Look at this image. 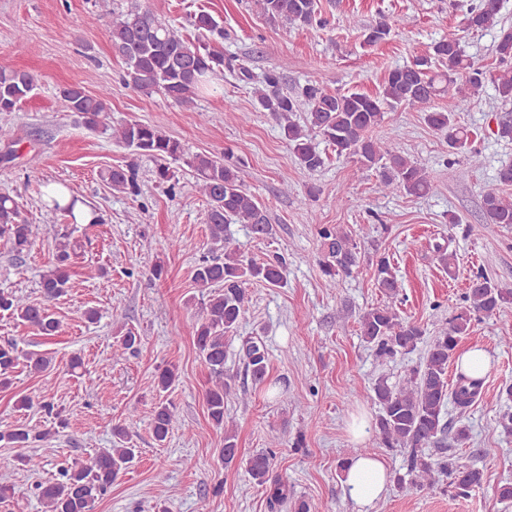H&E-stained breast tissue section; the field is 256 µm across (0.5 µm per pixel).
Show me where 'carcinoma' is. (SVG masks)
<instances>
[{"label":"carcinoma","mask_w":512,"mask_h":512,"mask_svg":"<svg viewBox=\"0 0 512 512\" xmlns=\"http://www.w3.org/2000/svg\"><path fill=\"white\" fill-rule=\"evenodd\" d=\"M262 16L272 25H325L318 17L317 0H257ZM500 0H476L470 7L467 25L475 31L495 24ZM197 36L187 38L162 23L139 0H131L125 10L112 12L105 21L112 48L124 60L123 81L149 96L161 91L167 98L183 103L201 92L204 87L224 80V69H233L232 61H224V52L211 46V41L224 39V25L207 12L192 18ZM498 69L491 71L478 67L464 54L454 39L435 43L432 53L390 70L381 89L374 95L360 92L330 93L319 84L307 81L293 92L281 89V73L275 69L264 73L260 87L255 89L260 108L270 113L280 125L291 158L303 169L315 172L325 164V158L308 138L306 129L317 130L324 140L335 148L336 155L354 158L360 167L378 170L380 187L387 191H403L414 197H423L433 190L426 172L407 157L390 151L382 152L381 141L372 132L381 126L388 113L400 107L424 113L426 123L446 132V144L455 154H472L470 131L459 125L450 112L439 111L434 103L442 97L455 100L456 108L464 111L490 84L498 98L512 102V27L500 30L495 45ZM36 89L35 78L17 70L0 69V112H16ZM66 108L83 118L91 128L103 126L108 112L109 96H92L80 86L63 89ZM297 112L306 113V126L295 122ZM112 138L132 149L138 156H146L159 165L156 176L162 183L175 178L165 161L185 159V164L197 175L198 192L207 200L205 223L208 224L213 249L220 256L204 258L197 265L194 280L201 288H211L202 307V318L195 331V344L207 365L212 386L205 392L208 417L224 428V464L237 461L235 430L225 425V401L233 393L232 377L224 373L225 335L234 331L245 310V284L250 281L277 286L284 280L285 261L274 258L257 263L244 259L231 245L226 235L229 224H248L253 233L263 236L271 231L266 209L246 188L241 177L240 162L229 152L211 156H185L180 141L166 135L158 127L140 121H131L112 129ZM110 187L118 192L136 196L140 185L136 165L113 167L103 175ZM47 202L71 224H99L96 209L77 208L78 199L65 188L56 186L45 192ZM484 218L490 224L512 225V199L496 191L483 195ZM40 235V227L30 224L22 216L15 199L0 193V242L20 257L29 252ZM320 238L319 265L327 285H339L337 277L349 276L359 267L358 243L352 232L323 224L318 229ZM78 242L72 233L56 234L54 265L41 277L44 302L23 301L11 292L0 291V312H6L21 323L44 336H54L60 322L48 307V302L64 295L70 285L69 261L76 254ZM377 288L385 296L382 304L364 311L359 316V330L367 348L375 359L387 364L416 350L425 330L415 322L403 319L392 306L402 288L390 259L378 257L375 265ZM465 306L453 315L438 335L433 337L420 365L409 370L407 378L398 385H390L384 378L373 386L380 413L374 425L376 435L386 448H400L407 452V476L396 478L397 488L410 492L431 487L436 478L446 475L450 484L464 494L483 484V472L474 467H462L454 456L438 457L427 452L430 446H439L449 432L456 441L469 438L465 425H456L448 418V405L463 417L467 409L481 395L482 379L461 373L455 387L448 389V363L454 360L462 337L469 334L473 318L492 319L508 305H512V289L502 288L484 274L472 280L464 296ZM116 352L122 355L139 344L138 336L127 328L118 330ZM244 369L257 384L267 380L270 358L266 346L257 337H248L241 344ZM26 361L30 370L42 373L49 359L34 353L22 354L15 344H0V389L11 385V374L19 361ZM174 421L173 410L160 403L154 411L152 427L158 442L167 438ZM115 442L110 448H101L81 463L58 467V478L37 487L44 512H92L96 501L105 495L120 475L136 458V449L125 445L126 430L112 428ZM42 440V436L18 427L0 431V442L11 448H27ZM21 461L35 469L49 464L31 456L0 458V468L9 469ZM246 471L259 486H269L271 501L286 505L292 496L288 482L272 475L271 458L260 453L246 460Z\"/></svg>","instance_id":"obj_1"}]
</instances>
